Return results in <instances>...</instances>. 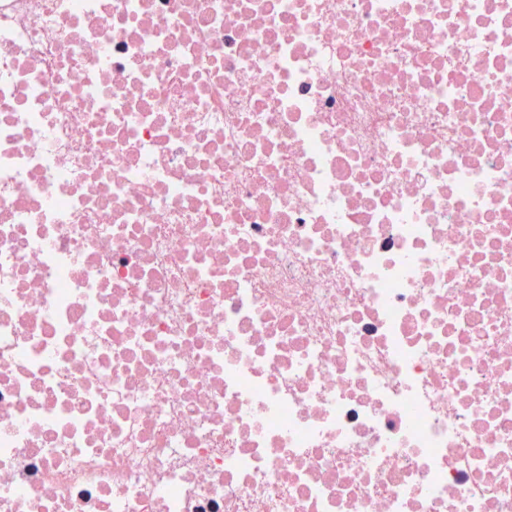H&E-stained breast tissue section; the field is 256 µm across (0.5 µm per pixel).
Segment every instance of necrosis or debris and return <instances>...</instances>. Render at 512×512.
<instances>
[{
	"instance_id": "4bbe7bcc",
	"label": "necrosis or debris",
	"mask_w": 512,
	"mask_h": 512,
	"mask_svg": "<svg viewBox=\"0 0 512 512\" xmlns=\"http://www.w3.org/2000/svg\"><path fill=\"white\" fill-rule=\"evenodd\" d=\"M0 512H512V0H0Z\"/></svg>"
}]
</instances>
